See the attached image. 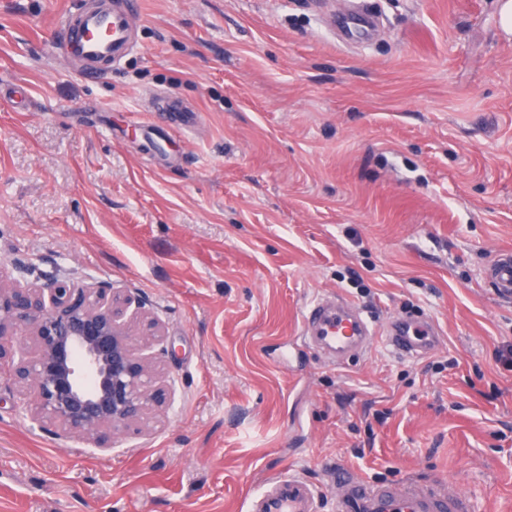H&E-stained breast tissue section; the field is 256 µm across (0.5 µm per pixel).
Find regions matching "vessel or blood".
<instances>
[{"instance_id":"1","label":"vessel or blood","mask_w":512,"mask_h":512,"mask_svg":"<svg viewBox=\"0 0 512 512\" xmlns=\"http://www.w3.org/2000/svg\"><path fill=\"white\" fill-rule=\"evenodd\" d=\"M137 12V0H88L69 8L64 27L67 55L79 63L82 73H105L133 49ZM373 27L372 17L361 13L348 14L342 23L345 37L351 39L366 38ZM489 281L498 295L512 296L511 251L500 252ZM300 334L336 365L366 351L376 340L374 328L342 297L315 300L302 317ZM385 342L418 358L438 347L439 333L432 321L399 317L390 323ZM329 481L336 491L335 512H473L466 495L443 481L376 484L341 466L330 472ZM267 483L260 512H319V492L301 476L277 475Z\"/></svg>"}]
</instances>
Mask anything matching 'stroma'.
<instances>
[{
	"label": "stroma",
	"instance_id": "obj_1",
	"mask_svg": "<svg viewBox=\"0 0 512 512\" xmlns=\"http://www.w3.org/2000/svg\"><path fill=\"white\" fill-rule=\"evenodd\" d=\"M139 0L137 48L70 68V0H0V257L134 294L172 355L170 403L109 450L27 417L0 380V512H247L299 473L445 479L512 512V39L499 0ZM190 107L167 152L152 98ZM338 294L431 354L334 365L301 315ZM374 28V20L372 17L361 13L348 14L342 23L344 36L348 38H356L363 40ZM489 281L495 292L501 297L512 296V252L503 250L500 252L493 268L490 271ZM384 342L392 349L409 357H422L439 345V333L431 320L417 321L409 317L393 320L385 334Z\"/></svg>",
	"mask_w": 512,
	"mask_h": 512
}]
</instances>
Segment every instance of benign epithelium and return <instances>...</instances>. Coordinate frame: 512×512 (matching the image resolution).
Here are the masks:
<instances>
[{
  "mask_svg": "<svg viewBox=\"0 0 512 512\" xmlns=\"http://www.w3.org/2000/svg\"><path fill=\"white\" fill-rule=\"evenodd\" d=\"M14 270L29 274L24 264L9 271L0 262V374L31 418L108 450L112 437L162 411L159 374L170 349L155 317L141 320L144 344L135 342L136 296L69 278L20 280ZM154 343L157 357L144 353Z\"/></svg>",
  "mask_w": 512,
  "mask_h": 512,
  "instance_id": "1",
  "label": "benign epithelium"
}]
</instances>
